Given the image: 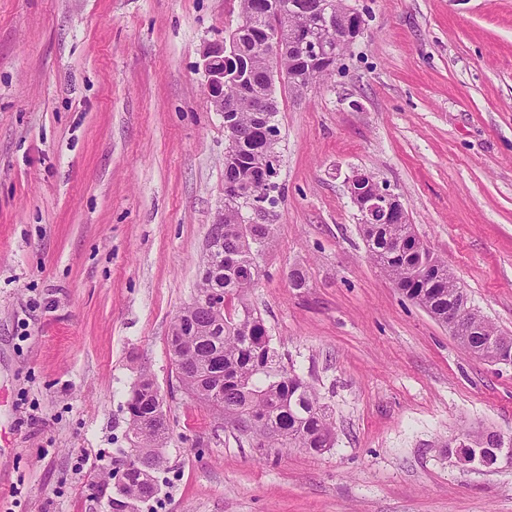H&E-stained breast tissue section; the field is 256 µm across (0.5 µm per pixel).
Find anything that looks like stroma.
I'll return each instance as SVG.
<instances>
[{
  "label": "stroma",
  "mask_w": 512,
  "mask_h": 512,
  "mask_svg": "<svg viewBox=\"0 0 512 512\" xmlns=\"http://www.w3.org/2000/svg\"><path fill=\"white\" fill-rule=\"evenodd\" d=\"M331 73L277 88L273 235L247 302L335 443L259 448L180 385L168 351L224 193L200 53L238 0H0V512H112L142 377L169 438L136 512H512V364L465 354L370 260L347 187L398 194L471 305L512 334V0H356ZM301 269L302 288L290 274ZM349 0L341 1L340 3L345 8V29L339 35V41L346 43L347 47L352 44L362 31V15L358 9L349 3ZM467 433V434H466ZM461 439L468 445H475L474 452L470 453L459 449L456 454V462L461 469H468L470 465L478 463L480 466L488 470H495L501 463L502 459L512 460V436L501 437L495 432L485 433L464 432ZM501 444V447L499 448Z\"/></svg>",
  "instance_id": "obj_1"
}]
</instances>
